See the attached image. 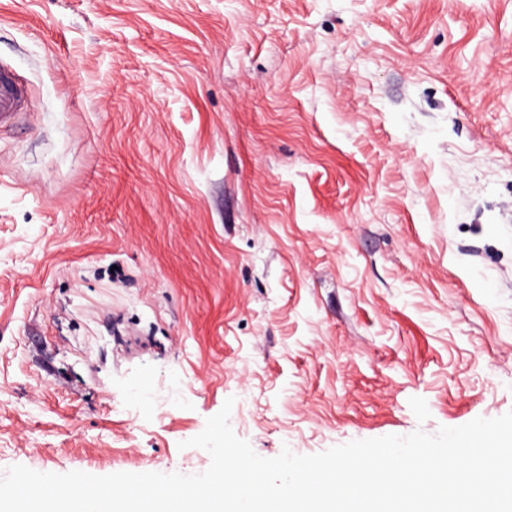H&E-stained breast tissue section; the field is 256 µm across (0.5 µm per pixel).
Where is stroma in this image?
<instances>
[{
  "label": "stroma",
  "mask_w": 512,
  "mask_h": 512,
  "mask_svg": "<svg viewBox=\"0 0 512 512\" xmlns=\"http://www.w3.org/2000/svg\"><path fill=\"white\" fill-rule=\"evenodd\" d=\"M0 66V475L512 411V0H0ZM24 102V92L10 78L1 75L0 71V130L6 127L21 110Z\"/></svg>",
  "instance_id": "stroma-1"
}]
</instances>
